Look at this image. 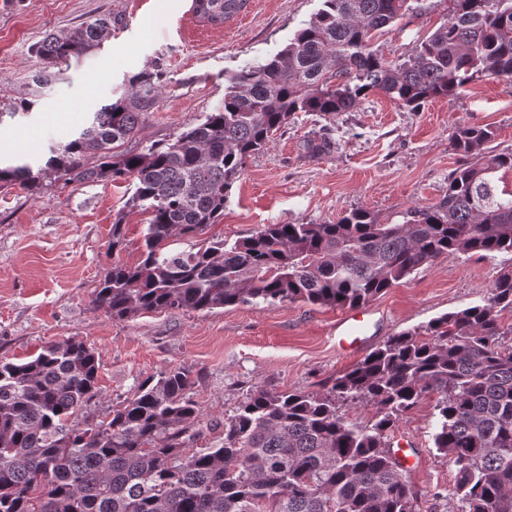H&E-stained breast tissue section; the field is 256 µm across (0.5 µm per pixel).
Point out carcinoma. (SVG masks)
I'll list each match as a JSON object with an SVG mask.
<instances>
[{
	"label": "carcinoma",
	"instance_id": "carcinoma-1",
	"mask_svg": "<svg viewBox=\"0 0 512 512\" xmlns=\"http://www.w3.org/2000/svg\"><path fill=\"white\" fill-rule=\"evenodd\" d=\"M412 0H321V8L273 57L230 75L224 105L175 140L116 154L137 133L140 102L156 74L103 106L78 137L50 150L44 172L68 182L130 178L131 208L149 214L143 259L116 262L96 289L114 319L303 301L360 307L414 271L449 255L512 254V191L496 174L512 152L493 154L489 127H462L453 150L477 157L457 169L435 205L383 224L354 209L334 224H266L232 246L217 240L168 249L217 223L246 160L296 112H349L371 91L418 109L457 94L473 77H512V0H451L446 20L404 60L372 43L414 10ZM245 0H193L221 26ZM112 21L96 18L36 46L53 69L100 47ZM310 140L313 158L331 151ZM35 192L27 164L0 163V188ZM512 268L500 270L482 305L445 313L386 339L316 392L252 391L224 421V440L186 454L200 416L178 368L140 383L92 422L94 351L69 337L25 362L0 360V512H416V496L388 433L427 393L438 395L433 443L456 468L457 510L512 512ZM369 404L365 423L339 413Z\"/></svg>",
	"mask_w": 512,
	"mask_h": 512
}]
</instances>
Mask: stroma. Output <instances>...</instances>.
I'll list each match as a JSON object with an SVG mask.
<instances>
[{
    "label": "stroma",
    "mask_w": 512,
    "mask_h": 512,
    "mask_svg": "<svg viewBox=\"0 0 512 512\" xmlns=\"http://www.w3.org/2000/svg\"><path fill=\"white\" fill-rule=\"evenodd\" d=\"M320 4L248 0L241 21L200 31L192 0H10L0 9V160L42 169L50 147L73 139L94 112L158 64L162 89L123 148L144 153L170 142L223 103L229 74L274 56ZM447 13L448 0H423L419 13L385 27L374 46L390 60L407 56ZM100 17L111 19V36L38 86L42 61L34 45ZM22 98L33 108L14 110ZM463 126L491 127L494 152H511L512 78L476 74L459 94L416 111L372 92L349 112L296 113L248 159L223 215L199 240L230 245L266 224H332L356 208L384 224L403 223L408 210L438 203L449 176L469 164L450 146ZM323 136L333 150L309 157L305 142ZM41 182L32 194L0 188V360L25 361L49 343L82 339L99 364L101 393L88 409L94 422L146 379L188 369L189 395L200 409L198 448L223 439L225 420L251 390H320L387 337L482 304L512 259L452 255L418 269L368 303V334L349 351L336 341L338 306L260 302L115 320L96 307L95 290L112 263L135 264L144 249L149 216L129 205L132 181L67 182L43 172ZM118 221L124 237L116 248ZM435 403V396L422 398L388 434L390 445H406L419 512H448L455 488V467L432 440Z\"/></svg>",
    "instance_id": "1"
}]
</instances>
